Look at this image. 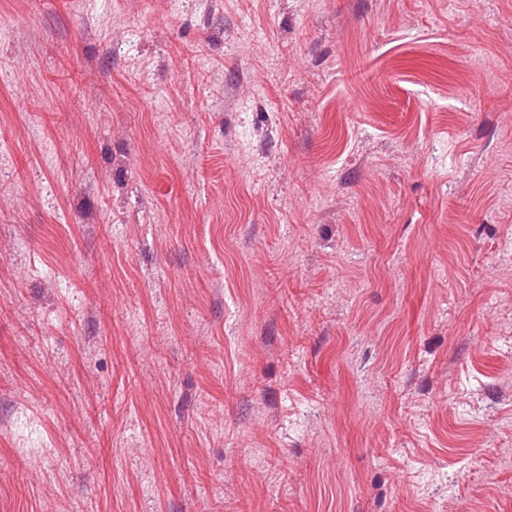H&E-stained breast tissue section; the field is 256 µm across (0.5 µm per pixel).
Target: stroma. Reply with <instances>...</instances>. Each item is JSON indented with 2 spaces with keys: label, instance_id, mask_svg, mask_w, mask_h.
I'll return each mask as SVG.
<instances>
[{
  "label": "stroma",
  "instance_id": "1",
  "mask_svg": "<svg viewBox=\"0 0 512 512\" xmlns=\"http://www.w3.org/2000/svg\"><path fill=\"white\" fill-rule=\"evenodd\" d=\"M0 512H512V0H0Z\"/></svg>",
  "mask_w": 512,
  "mask_h": 512
}]
</instances>
